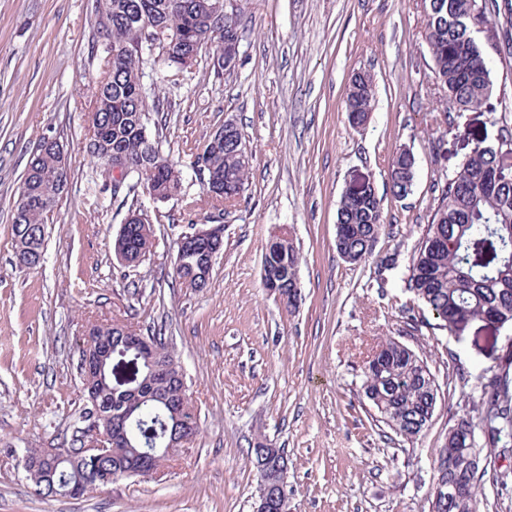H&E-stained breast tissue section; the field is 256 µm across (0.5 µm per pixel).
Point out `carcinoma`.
<instances>
[{
    "label": "carcinoma",
    "instance_id": "cac0c4a2",
    "mask_svg": "<svg viewBox=\"0 0 512 512\" xmlns=\"http://www.w3.org/2000/svg\"><path fill=\"white\" fill-rule=\"evenodd\" d=\"M109 16L100 19L104 70L97 82L96 107L89 116L93 130L88 146L108 162L103 172L122 168L121 189L135 196L147 187L160 201L182 193L184 176L162 151L161 140L148 133V105L157 98L156 85L147 80L156 63L184 67L197 60L203 47L214 46L212 68L217 77L234 66V58L224 56V33L238 34V17L224 13L223 23L212 19L203 0H107ZM429 20L425 39L432 72L442 87L448 108L459 112L485 105L493 81L488 55L472 33L487 6L479 0H428ZM149 20L168 35L167 48L159 58L139 52L148 42L142 26ZM373 82L368 74H357L347 94L350 119L364 125L372 111ZM244 146L239 129L229 131L216 142L208 138L195 159H204L208 172L218 180L214 197L216 223H222L224 202L239 197L245 188L249 165L239 159ZM512 154V128L503 126L498 145L476 146L458 171L448 179L425 234L414 245L408 265L407 288L428 306L439 327L453 331L472 319H483L512 327V167L502 163ZM415 158L405 150L397 152L391 180L394 194L403 198L413 186ZM67 189L66 164L55 148L37 150L27 164L18 200L12 213V237L19 263L36 267L43 261L49 215ZM336 249L348 262L366 260L373 251L383 226L380 199L370 187L343 192L337 209ZM154 229L148 215L127 214L119 228L114 249L129 265L144 260L153 246ZM224 240H194L182 249V263L174 266V276L194 291L208 286L212 272L209 257L221 252ZM299 251L285 235L268 243L262 263L269 266L276 285L264 282L287 309L296 307L301 294L297 268ZM98 337L112 347L101 378L83 388V422L102 412L116 418L112 425V469L138 456L143 445L155 444L158 453L185 419L197 424L186 376L176 372L165 377L150 373V365L176 361L162 337L152 335L154 362L139 356L130 340L133 326L123 321L95 324ZM377 364L365 367L363 393L381 422L395 432L415 437L427 426L437 405L435 377L412 349L388 338L379 345ZM484 414L481 430L485 444L498 453L512 451V352L504 363L481 384ZM474 425L461 418L450 429L439 460L448 462L444 471H435L444 487L432 498V512H476L481 451L477 448Z\"/></svg>",
    "mask_w": 512,
    "mask_h": 512
}]
</instances>
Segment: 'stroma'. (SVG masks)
Wrapping results in <instances>:
<instances>
[{"instance_id":"stroma-1","label":"stroma","mask_w":512,"mask_h":512,"mask_svg":"<svg viewBox=\"0 0 512 512\" xmlns=\"http://www.w3.org/2000/svg\"><path fill=\"white\" fill-rule=\"evenodd\" d=\"M234 69L216 78L211 50L191 67L157 64L163 150L184 172L166 202H113L86 148L103 64L100 0H0V512H253L256 438L285 449L288 512H431L433 457L459 418L479 420L480 383L497 370L512 329L473 320L449 332L403 282L441 188L478 145H497L512 117V13L487 11L474 30L494 60L491 108L459 113L431 69L424 0H233ZM373 80L368 122L353 127V76ZM250 155L243 194L224 205V250L207 288L173 274L176 241L211 213L192 165L224 121ZM443 137L442 150L432 140ZM68 151V192L55 208L45 261L18 264L11 216L30 155L46 138ZM416 160L406 198L392 159ZM366 175L384 225L366 261L336 250L337 207ZM148 214L156 241L140 264L119 262L127 213ZM287 233L301 256L303 300L285 310L262 284L268 241ZM394 256V266L381 261ZM423 325L406 335L404 322ZM119 319L162 336L193 393L200 432L147 478L74 499L34 494L26 448H66L80 427V346L87 327ZM395 338L427 361L439 389L420 436L374 419L363 370Z\"/></svg>"}]
</instances>
